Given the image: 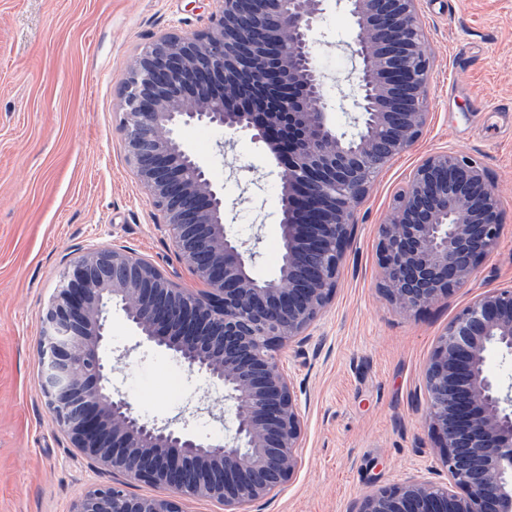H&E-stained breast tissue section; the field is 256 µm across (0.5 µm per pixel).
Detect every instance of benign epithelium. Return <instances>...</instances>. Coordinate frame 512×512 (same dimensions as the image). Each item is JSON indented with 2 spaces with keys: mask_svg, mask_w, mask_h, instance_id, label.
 <instances>
[{
  "mask_svg": "<svg viewBox=\"0 0 512 512\" xmlns=\"http://www.w3.org/2000/svg\"><path fill=\"white\" fill-rule=\"evenodd\" d=\"M211 2L206 31L142 47L122 81L120 120L158 230L203 288H183L114 246L75 257L46 312L38 357L53 422L77 455L124 479L89 488L72 512H184L187 499L247 512L284 487L299 465L302 415L275 352L302 353L336 293L358 206L428 122L417 0H345L361 78L350 133L330 119L308 43L325 0ZM191 123L247 134L282 168L273 276L253 274L259 239L224 224V188L179 138ZM502 230L487 168L454 149L426 157L380 225L382 291L403 313L428 308L471 280ZM114 308L145 342L224 386L232 441L151 425L112 392L103 349ZM493 350L512 357V286L463 307L425 367L424 423L446 474L429 469L379 488L352 512H512V383L488 368ZM128 482L169 494L140 496Z\"/></svg>",
  "mask_w": 512,
  "mask_h": 512,
  "instance_id": "1",
  "label": "benign epithelium"
}]
</instances>
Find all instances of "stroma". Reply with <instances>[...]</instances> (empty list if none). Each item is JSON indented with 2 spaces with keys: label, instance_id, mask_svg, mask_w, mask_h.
<instances>
[{
  "label": "stroma",
  "instance_id": "1",
  "mask_svg": "<svg viewBox=\"0 0 512 512\" xmlns=\"http://www.w3.org/2000/svg\"><path fill=\"white\" fill-rule=\"evenodd\" d=\"M209 0H0V512H71L112 477L76 456L39 383L47 307L77 253L122 245L185 288L196 279L155 227L159 217L119 130L121 82L155 36L208 26ZM433 60L428 123L376 176L336 293L303 354L278 362L302 408L301 464L252 512H350L353 502L440 463L422 420L424 370L439 335L474 296L512 284V0H418ZM351 18L336 0L310 33L336 123L349 130L359 94ZM181 140L224 187L233 234L260 238L253 269H276L279 170L248 135L189 125ZM454 148L497 182L503 232L472 279L448 299L404 314L379 290L377 242L395 195L430 154ZM112 386L145 421L224 440L234 408L224 389L140 341L109 317ZM183 381L180 398L167 389Z\"/></svg>",
  "mask_w": 512,
  "mask_h": 512
}]
</instances>
